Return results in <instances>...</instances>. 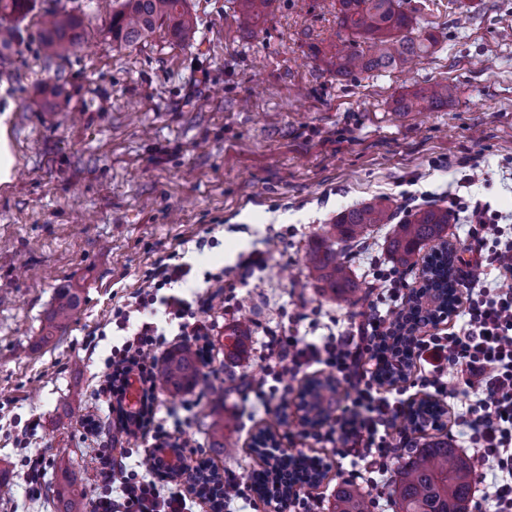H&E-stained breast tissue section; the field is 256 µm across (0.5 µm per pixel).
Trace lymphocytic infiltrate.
I'll list each match as a JSON object with an SVG mask.
<instances>
[{"label":"lymphocytic infiltrate","mask_w":512,"mask_h":512,"mask_svg":"<svg viewBox=\"0 0 512 512\" xmlns=\"http://www.w3.org/2000/svg\"><path fill=\"white\" fill-rule=\"evenodd\" d=\"M449 208L466 213L469 223L455 264L462 292L457 322L445 331L418 329L411 385L419 392L444 396L445 378L455 373L465 401L453 413L452 425L462 447L496 463L492 476L478 478L483 499L492 512H512V291L490 287L486 278L490 272L500 279L512 277V236H506L500 225L501 213L480 198L455 194ZM190 273V265L178 262L176 253L158 257L144 273L133 301L112 310L111 320L125 337L103 362L108 385L98 392L96 402L135 446L118 455L111 445L98 446L101 481L92 512H191L185 490L162 485L158 449L183 450L187 442L181 422L169 425L145 411L156 398V360L168 350L167 327H176L182 342L203 344L220 318L239 312L240 303L235 294L224 293L219 274L214 277V291L191 299L174 294L173 286L187 282ZM408 276L405 269L376 268L369 292L376 302L402 306L410 286ZM305 318V313H296L289 331L266 332L259 343L262 374L244 378L242 392L263 402L278 393L283 376L294 379L315 366L329 369L351 385L354 396L336 406L329 431L317 434V441L342 443L345 453L357 460L356 478L388 484L396 462L423 438L422 433L399 427L411 404L404 388L378 380L381 365L394 358L381 347L390 328L383 315L365 314L317 344L299 334L297 326ZM133 379L143 390V409L131 420L122 404ZM138 446L144 450L139 457L134 454Z\"/></svg>","instance_id":"obj_1"}]
</instances>
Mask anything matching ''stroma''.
<instances>
[{
  "label": "stroma",
  "instance_id": "obj_1",
  "mask_svg": "<svg viewBox=\"0 0 512 512\" xmlns=\"http://www.w3.org/2000/svg\"><path fill=\"white\" fill-rule=\"evenodd\" d=\"M193 40L157 29L130 46L113 43L103 0H31L16 26L30 37L0 64V120L16 164L0 184V468L12 482L0 512H52L60 464L90 484L92 447L110 441L96 408L98 358L84 341L107 323L114 297L134 292L155 256L175 250L192 273L184 294L223 273L240 301L211 338L223 350L240 317L252 325L243 354L223 361L187 397L158 392L157 418L176 412L187 437L206 443L208 385L224 389L225 431L236 455L213 459L250 480L266 463L253 450L258 431L276 432L283 452L336 461L334 448L305 435L296 395L256 407L238 395L240 377L260 376L255 349L266 329L287 326L299 308L333 315L340 326L368 302L337 303L314 288L304 256L322 227L346 208L385 196L399 207L447 205L449 193L476 194L512 226V0H402L416 31L437 34L435 50L408 70L340 77L311 45L337 43L336 0H274L266 22L239 25L237 0H187ZM83 17L80 47L46 62L31 34L44 10ZM63 77L68 111L36 100ZM444 82L453 101L439 111L396 115L401 94ZM478 182L462 187L465 162ZM391 230L372 228L348 261L361 283L387 263ZM210 241L197 250L198 238ZM261 252L264 265L242 261ZM81 291L82 308L62 338L39 342L57 289ZM195 399L185 409V398ZM40 448L49 465L39 497L26 492V460Z\"/></svg>",
  "mask_w": 512,
  "mask_h": 512
}]
</instances>
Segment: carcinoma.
<instances>
[{
    "instance_id": "carcinoma-1",
    "label": "carcinoma",
    "mask_w": 512,
    "mask_h": 512,
    "mask_svg": "<svg viewBox=\"0 0 512 512\" xmlns=\"http://www.w3.org/2000/svg\"><path fill=\"white\" fill-rule=\"evenodd\" d=\"M272 0H240V14L247 27L257 26L268 14ZM336 22L347 36L328 52L327 63L344 77L373 71H393L432 51L438 37L432 32L413 34L412 18L402 9L401 0H336ZM186 40L194 33L196 20L187 0H121L112 11L109 33L117 44H135L161 27ZM84 21L70 13L46 14L36 39L50 59H64L84 40ZM20 29L0 24V63L8 61ZM454 87L440 83L402 94L395 100V111L434 112L450 103ZM42 105L54 112H65L70 96L58 83L46 92ZM397 211L389 200L376 199L346 209L331 224L322 228L305 253L309 277L329 298L355 304L363 299L347 260L348 251L362 242L377 224L393 225L387 240V252L396 267L407 268L423 245L438 241L440 248L430 256L431 292L420 300L441 310L455 301L453 249L444 233L450 221L448 208L420 207L396 220ZM81 308L77 288L57 290L54 304L42 326L39 342L48 344L66 330ZM202 359L189 345L170 350L159 367L161 390L178 396L198 385ZM308 421L314 425L328 419L336 400V380H318L303 391ZM213 412L208 425L209 448L217 456H231L234 444L224 441V430L231 420L224 416V395L212 400ZM325 477L319 464L304 456L276 458L273 465L253 477L257 491L267 496L288 494L297 483L317 485ZM474 472L469 459L446 439L425 443L403 463L397 472L392 494L396 512H469ZM91 498L83 473L72 464L60 468L53 490L54 512H88ZM334 512H370L369 493L353 482L336 483Z\"/></svg>"
}]
</instances>
